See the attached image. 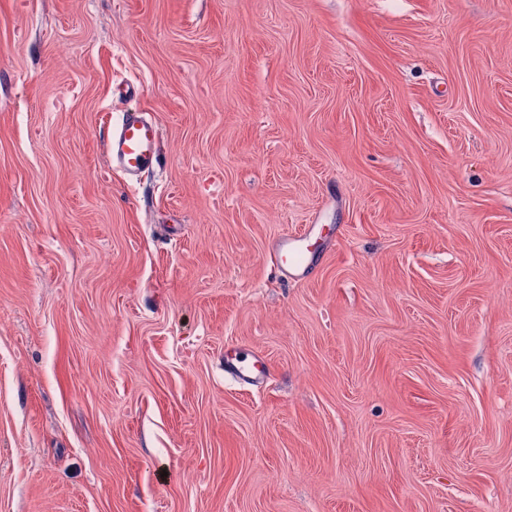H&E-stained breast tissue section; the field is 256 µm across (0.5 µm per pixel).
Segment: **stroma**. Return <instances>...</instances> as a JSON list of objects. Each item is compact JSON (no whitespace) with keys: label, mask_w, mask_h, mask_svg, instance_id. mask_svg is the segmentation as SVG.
Instances as JSON below:
<instances>
[{"label":"stroma","mask_w":512,"mask_h":512,"mask_svg":"<svg viewBox=\"0 0 512 512\" xmlns=\"http://www.w3.org/2000/svg\"><path fill=\"white\" fill-rule=\"evenodd\" d=\"M0 512H512V0H0ZM157 127L140 111L127 112L118 131L109 136L107 151L129 178H137L158 157ZM311 234V230L307 237L301 238H287L279 244L277 248V256L280 263L291 269H299L305 267L308 262V248L302 244L304 239H307ZM297 242L296 244H289L288 242Z\"/></svg>","instance_id":"stroma-1"}]
</instances>
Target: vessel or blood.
Listing matches in <instances>:
<instances>
[{
    "mask_svg": "<svg viewBox=\"0 0 512 512\" xmlns=\"http://www.w3.org/2000/svg\"><path fill=\"white\" fill-rule=\"evenodd\" d=\"M107 151L128 177H138L158 157V130L143 112L126 113L118 131L109 136ZM277 256L284 267L299 269L308 262V248L284 240L277 248Z\"/></svg>",
    "mask_w": 512,
    "mask_h": 512,
    "instance_id": "b4317fda",
    "label": "vessel or blood"
}]
</instances>
